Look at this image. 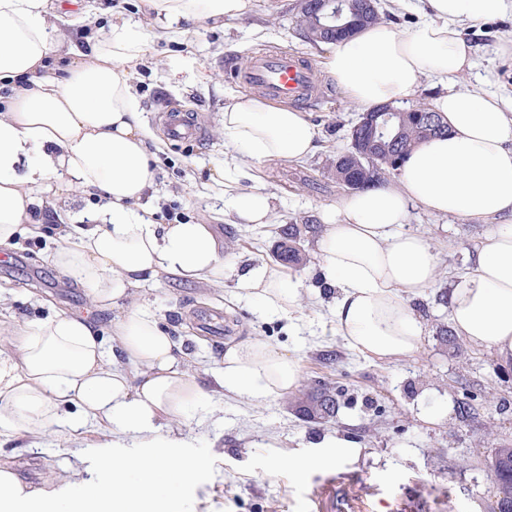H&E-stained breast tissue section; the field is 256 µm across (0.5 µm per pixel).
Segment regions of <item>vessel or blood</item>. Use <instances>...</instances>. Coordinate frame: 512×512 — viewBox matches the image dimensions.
I'll list each match as a JSON object with an SVG mask.
<instances>
[{
    "label": "vessel or blood",
    "mask_w": 512,
    "mask_h": 512,
    "mask_svg": "<svg viewBox=\"0 0 512 512\" xmlns=\"http://www.w3.org/2000/svg\"><path fill=\"white\" fill-rule=\"evenodd\" d=\"M224 76L265 97L299 105L314 102L321 84L312 63L295 54L282 52L254 55L244 66L235 59H226ZM164 121L174 142L192 144L203 136L201 124L192 115L168 111L164 114Z\"/></svg>",
    "instance_id": "obj_1"
}]
</instances>
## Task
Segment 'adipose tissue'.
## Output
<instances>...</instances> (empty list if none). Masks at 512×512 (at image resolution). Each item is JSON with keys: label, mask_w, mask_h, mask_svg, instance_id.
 Returning <instances> with one entry per match:
<instances>
[{"label": "adipose tissue", "mask_w": 512, "mask_h": 512, "mask_svg": "<svg viewBox=\"0 0 512 512\" xmlns=\"http://www.w3.org/2000/svg\"><path fill=\"white\" fill-rule=\"evenodd\" d=\"M250 0H143L148 15L170 22L234 20ZM421 20L405 31L380 23L330 44L326 70L364 110L397 103L422 84L441 89L433 107L448 136L416 147L395 185L359 191L320 213L319 279L332 296L329 323L352 350L400 360L417 354L425 325L414 303L434 288L439 254L406 229L413 206L442 216L485 218L489 232L448 282V321L457 336L512 363V109L497 94L448 85L473 65L460 37L512 14V0H418ZM62 0H0V251L19 233L36 236V209L74 195L98 194L55 240L54 264L89 289L96 308L111 309L134 288L163 274L223 285L234 275L239 298L294 317L301 278L267 263L237 267L213 225L156 224L143 200L156 184L153 135L137 108L130 75L147 51L138 23L113 24L97 38L64 29ZM224 148L257 164L300 163L317 149L305 113L241 94L224 104ZM245 173L224 165L223 216L270 224L267 194L240 189ZM188 352H175L166 325L133 308L100 336L86 317L61 313L0 325V446L55 427L97 426L106 456L84 480L76 512H129L147 502L158 476L191 483L209 467L182 457L191 436L163 431L204 393L188 374ZM222 392L250 402L273 400L300 382L296 357L254 338L228 347L215 376ZM137 483H129L130 474ZM53 491L20 479L0 463V512H49Z\"/></svg>", "instance_id": "1"}]
</instances>
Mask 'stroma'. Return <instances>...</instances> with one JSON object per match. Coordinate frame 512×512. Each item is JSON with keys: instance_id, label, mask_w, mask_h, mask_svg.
<instances>
[{"instance_id": "stroma-1", "label": "stroma", "mask_w": 512, "mask_h": 512, "mask_svg": "<svg viewBox=\"0 0 512 512\" xmlns=\"http://www.w3.org/2000/svg\"><path fill=\"white\" fill-rule=\"evenodd\" d=\"M102 2L108 13L88 25L87 35L138 20L151 34L149 49L132 73L139 110L151 128L161 129V112L175 110L196 115L205 129L203 141L192 149L165 141L157 190L147 200L155 222L167 224L175 216L212 218L224 201L213 193L201 194L200 186L225 162L224 104L242 92L225 81L224 59L242 61L275 50L318 66L324 47L299 35L295 0H251L240 19L180 21L168 29L145 16L140 0ZM461 35L473 50V67L453 77V85L480 94L497 91L502 83L511 86L512 60L502 59L499 49L512 42V16L480 32L462 29ZM322 81L325 94L305 109L317 130L316 154L303 163L283 161L257 172L255 188L275 198L261 243L245 244L248 230L242 225H215L234 263L270 262L282 225L318 223L321 210L344 195L330 163L350 149V129L362 110L330 75ZM99 203V197L89 194L58 202L56 208L44 209L41 236L16 239L9 251L13 265L0 267V286L7 296L0 302L1 321L87 310L88 290L74 287L55 268L51 254L57 228ZM408 228L431 238L441 260L436 288L417 303L427 333L420 351L408 359L367 358L332 335L324 324L327 298L321 293L309 238L303 247L311 260L299 272L306 288L293 322L260 313L239 299L231 276L215 287L162 275L133 289L127 306L148 309L169 327L176 349L192 357L191 374L209 379L229 346L260 336L294 353L301 388L328 381L342 389L344 402L336 421L323 425L296 417L284 396L250 403L227 395L208 399L203 409L191 406L167 427L191 434L190 455L208 458L211 466L189 485L159 476L150 512H487L493 487L484 460L492 448L512 445V365H502L491 351L472 346L462 356H451L438 335L448 312L437 292L447 287L449 274L464 269L468 251L482 243L488 227L417 207ZM205 318L218 321L221 333L203 331ZM462 400L475 408L465 421L457 414ZM332 435L354 441L358 455L305 472L290 467L289 458ZM104 454L102 439L91 428L76 438L49 432L30 448L0 447V461L14 463L25 479L36 485L70 484L76 499L83 494L78 474L93 470Z\"/></svg>"}]
</instances>
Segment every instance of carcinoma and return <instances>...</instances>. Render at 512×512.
<instances>
[{"label": "carcinoma", "instance_id": "1", "mask_svg": "<svg viewBox=\"0 0 512 512\" xmlns=\"http://www.w3.org/2000/svg\"><path fill=\"white\" fill-rule=\"evenodd\" d=\"M314 11L300 10L296 14V25L312 45L335 41V35L329 31L318 32L312 27ZM391 121V137L385 138L375 146L373 167L351 169L332 160L331 167L336 171V180L369 179L376 184L384 181V176L395 172V164L415 145L437 136L447 134L448 127L443 125L439 114L426 102L412 103L406 107L394 108ZM315 232L312 224H287L280 232V241L272 250L271 256L280 265L291 270H299L308 262L302 242L304 236ZM342 391L339 387L323 382L316 385L291 403V410L309 422L322 424L332 422L340 407ZM490 476L499 486L512 484V448L500 446L491 450L488 463Z\"/></svg>", "mask_w": 512, "mask_h": 512}]
</instances>
